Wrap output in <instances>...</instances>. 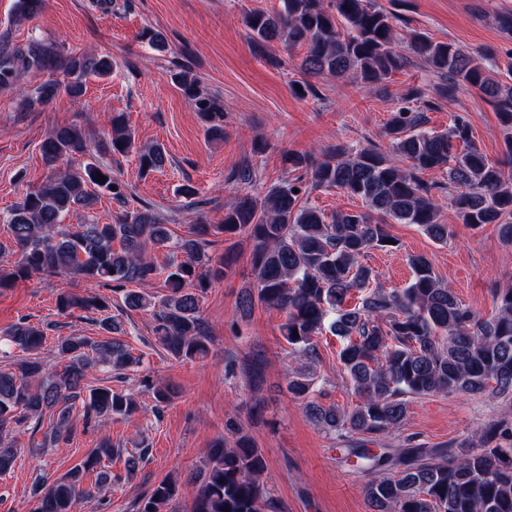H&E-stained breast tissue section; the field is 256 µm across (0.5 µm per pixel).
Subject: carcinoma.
<instances>
[{
  "instance_id": "1",
  "label": "carcinoma",
  "mask_w": 512,
  "mask_h": 512,
  "mask_svg": "<svg viewBox=\"0 0 512 512\" xmlns=\"http://www.w3.org/2000/svg\"><path fill=\"white\" fill-rule=\"evenodd\" d=\"M395 16L373 0H282L281 8H252L245 13L251 42L262 47L279 41L305 49L301 70L341 78L353 74L364 84H379L402 67L396 50ZM410 53L436 72L441 82L434 97L451 101L466 84L495 105L505 144L503 158L491 163L472 139L469 122L456 117L445 131L425 129L419 106H433L426 92L414 88L405 105L392 113L386 135L394 152L408 161L403 169L390 163L377 146L332 144L318 152L288 155L299 175L272 187L264 196L243 194L224 209V223L199 221L189 235L172 236L160 212L149 206L124 210L116 223L88 219L66 224L72 212L88 211L102 195L123 204L126 185L112 176L102 156H135L148 175L168 163L161 144H136L122 112L112 114L108 137L90 146L75 125L55 128L42 142L44 162L54 172L42 187L25 195L9 212L7 226L17 260L0 269V288L33 274L65 275L97 287L141 286L125 296L132 310L153 313L156 344L172 357L193 360L208 351L209 336L200 314V294L230 268L225 255L206 250L208 237L231 240L242 234L254 242L256 294L240 302L244 310L258 301L281 311V333L302 366L288 380V392L304 402L315 425L348 443V455L370 476L363 488L373 512H512V414L482 424L444 448L373 445L405 425L412 399L434 393L488 394L512 404V286L492 293L493 310L483 316L467 307L436 275L424 255L409 257L408 285L387 290L374 284L365 257L373 250L397 248L387 223L415 224L437 244L448 241L449 227L439 221L438 196H450L458 217L471 227L495 224L502 242L512 246V61L437 41L414 30ZM57 59L28 44L0 50V86L17 83L31 69L54 66ZM107 58L74 55L64 61L73 80V98L83 95V77L112 73ZM182 95L204 121L214 139L224 138V105L183 68L174 76ZM97 153L92 161L64 169L57 163ZM439 169L448 182L429 185L420 173ZM107 177L103 183L94 180ZM336 188L361 200L363 209L330 217L302 202L306 187ZM149 250L168 256L169 294L160 302L147 291L158 268ZM358 301L348 307V300ZM64 313L74 308L102 315L104 339L64 338L56 345L65 361L52 371L41 356L46 336L24 319L7 334L12 346L27 353L14 369H0V476L15 464V438L41 428L45 412L56 415L44 441L67 440L77 423L138 411L134 395L110 386L89 387L98 367L122 371L140 359L112 339L120 322L109 315L108 299L97 293L63 292L56 300ZM343 340L339 362L360 397L350 410L324 407L309 399L315 385L311 364L317 360V336L324 329ZM120 454L105 439L68 473L45 484L35 477L33 512H73L82 483L96 474L97 487L118 476L108 463ZM266 461L250 435L237 430L235 440L210 449L205 468L190 476L199 484L190 512H283L262 481ZM178 495L177 480L166 478L142 500L138 512H169Z\"/></svg>"
}]
</instances>
